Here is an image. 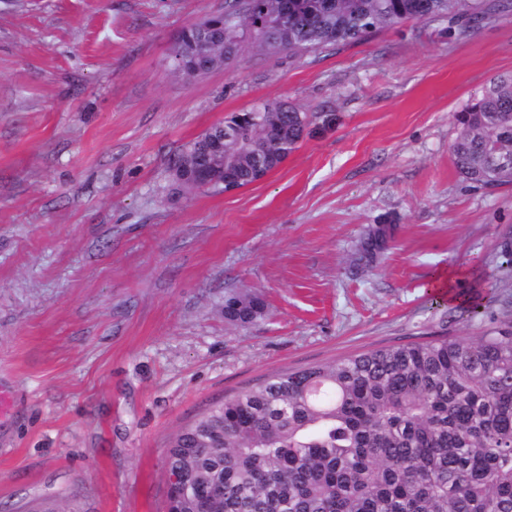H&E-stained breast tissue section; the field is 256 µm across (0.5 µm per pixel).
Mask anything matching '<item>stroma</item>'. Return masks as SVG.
<instances>
[{"label":"stroma","instance_id":"stroma-1","mask_svg":"<svg viewBox=\"0 0 512 512\" xmlns=\"http://www.w3.org/2000/svg\"><path fill=\"white\" fill-rule=\"evenodd\" d=\"M223 6L0 0V512H167L166 446L208 407L512 317V185L451 151L456 112L512 75V0L464 36L405 23L184 81L177 32ZM267 100L334 121L248 186L176 189L184 143ZM229 294L264 315L227 321Z\"/></svg>","mask_w":512,"mask_h":512}]
</instances>
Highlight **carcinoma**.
<instances>
[{
    "label": "carcinoma",
    "instance_id": "obj_1",
    "mask_svg": "<svg viewBox=\"0 0 512 512\" xmlns=\"http://www.w3.org/2000/svg\"><path fill=\"white\" fill-rule=\"evenodd\" d=\"M285 28L251 27L279 0H224V10L184 26L172 55L228 66L256 47L275 55L357 43L409 21L456 19L463 31L489 23L496 0H295ZM288 137L266 141L256 125L243 134L271 156L272 171L302 141L314 115L285 101L260 104ZM231 115L186 144L173 165L212 162L211 138ZM454 164L482 186L512 183L490 171L489 149L512 152V78L485 84L456 117ZM239 186L254 183L250 159ZM263 302L224 298V318L249 323ZM166 468L187 478L178 512H512V319L475 341L448 340L381 349L333 364L275 374L206 409L168 444Z\"/></svg>",
    "mask_w": 512,
    "mask_h": 512
}]
</instances>
